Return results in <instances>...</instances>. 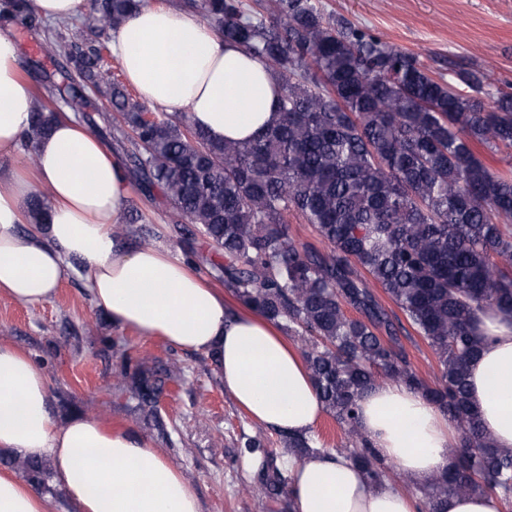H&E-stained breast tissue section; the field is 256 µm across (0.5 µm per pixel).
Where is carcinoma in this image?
Returning a JSON list of instances; mask_svg holds the SVG:
<instances>
[{
	"instance_id": "carcinoma-1",
	"label": "carcinoma",
	"mask_w": 512,
	"mask_h": 512,
	"mask_svg": "<svg viewBox=\"0 0 512 512\" xmlns=\"http://www.w3.org/2000/svg\"><path fill=\"white\" fill-rule=\"evenodd\" d=\"M143 0H92L96 39L70 42L66 24L45 27L33 0H0V25L42 34L40 54L56 62L58 88L85 126L132 163L138 189H160L172 206L171 231L187 258L247 308L286 330L326 413L346 435L336 452L381 485L392 462L360 431L358 401L377 383L404 384L455 424L451 467L421 489V512H442L450 493L492 492L512 512V450L495 446L468 398V366L484 343L486 312L512 314V170H490L476 155L512 151V92L495 89L477 64L434 75L419 59L321 9L316 0H182L226 43L267 65L280 82L279 121L247 142L215 141L190 116L146 118L104 63L101 36L117 30ZM116 116L86 112L91 96ZM59 114L34 99L37 141ZM48 193L28 204L43 224ZM311 225L329 250L297 246L288 215ZM153 234L136 209L116 228L124 239ZM378 284L435 355L427 384L412 367L397 317L369 286ZM118 384L159 429L164 378L149 355L120 356ZM306 455L311 434H284ZM45 485L43 460L10 458ZM275 469L259 491L278 495Z\"/></svg>"
}]
</instances>
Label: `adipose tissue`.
Returning <instances> with one entry per match:
<instances>
[{
	"label": "adipose tissue",
	"mask_w": 512,
	"mask_h": 512,
	"mask_svg": "<svg viewBox=\"0 0 512 512\" xmlns=\"http://www.w3.org/2000/svg\"><path fill=\"white\" fill-rule=\"evenodd\" d=\"M112 51L150 104L188 113L217 141H248L275 124L272 71L217 37L195 12L150 4L118 29ZM34 100L19 78V47L0 30V157L17 153ZM34 178L0 177V292L50 301L71 273L86 281L112 323L207 354L235 402L268 428L312 431L324 412L301 354L255 311L232 314L183 259L160 244L130 247L113 230L130 186L103 142L70 115L37 143ZM47 189L49 223L21 231L28 198ZM469 398L497 447L512 449V315L481 314ZM373 448L423 485L451 464L458 437L447 416L405 385L376 384L359 402ZM49 459L52 483L75 512H202L195 488L156 448L87 415L60 425L44 375L25 351L0 343V449ZM293 512H418L412 498L372 485L333 450L289 464ZM0 512H49V498L0 473Z\"/></svg>",
	"instance_id": "obj_1"
}]
</instances>
